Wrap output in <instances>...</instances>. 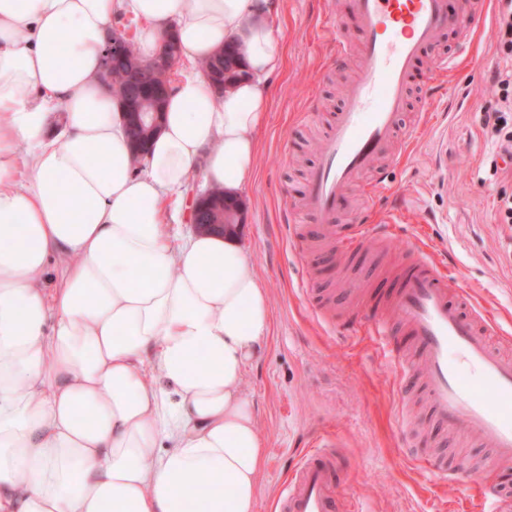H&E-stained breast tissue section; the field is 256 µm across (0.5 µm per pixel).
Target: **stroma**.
I'll return each mask as SVG.
<instances>
[{
    "label": "stroma",
    "mask_w": 512,
    "mask_h": 512,
    "mask_svg": "<svg viewBox=\"0 0 512 512\" xmlns=\"http://www.w3.org/2000/svg\"><path fill=\"white\" fill-rule=\"evenodd\" d=\"M330 10L357 41L352 0H281L272 23L285 62L270 78L256 173L241 195L248 220L238 240L272 313L244 384L265 441L257 512H275L284 481L323 435L346 459L339 493L356 512H477L495 477L491 449L434 428L419 385L402 383L377 342L343 321L368 313V297L416 245L512 335V224L496 218L501 197L512 196V173L496 172L481 121L497 101V24L477 34L447 86L433 89L436 107L405 113L409 146L389 167L386 189L371 202L348 189L338 211L342 224H377L392 213L398 223L358 251L328 257L308 251L316 218L298 199L356 68L324 35ZM455 461L469 470L465 483L439 482L435 464Z\"/></svg>",
    "instance_id": "obj_1"
}]
</instances>
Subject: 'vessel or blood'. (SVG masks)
<instances>
[{"mask_svg": "<svg viewBox=\"0 0 512 512\" xmlns=\"http://www.w3.org/2000/svg\"><path fill=\"white\" fill-rule=\"evenodd\" d=\"M353 4L361 34L359 70L304 193L307 207L319 219L315 242L327 254L378 232L360 224L353 235L341 237L336 211L345 189L365 171L374 173L371 190L385 188L387 173L375 163L400 131L425 51L443 35L455 39L425 75L433 81L468 55L473 36L490 16L488 0H468L463 12L448 0ZM390 310L405 336H397L388 322ZM365 331L386 348L400 377L419 378L437 428L477 438L492 448L499 464H512V357L490 344L497 328L468 308L463 292H451L446 276L423 251L406 252L391 289L368 315ZM341 472L335 439L320 438L280 491L278 512H341ZM481 497V512H512V499L496 484L484 485Z\"/></svg>", "mask_w": 512, "mask_h": 512, "instance_id": "1", "label": "vessel or blood"}]
</instances>
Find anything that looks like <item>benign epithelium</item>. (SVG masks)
<instances>
[{"label":"benign epithelium","instance_id":"obj_1","mask_svg":"<svg viewBox=\"0 0 512 512\" xmlns=\"http://www.w3.org/2000/svg\"><path fill=\"white\" fill-rule=\"evenodd\" d=\"M132 35L114 30L108 36L104 47V69L101 80L108 82L112 70L123 64L127 66L128 95L121 100L125 114L133 116L134 124L142 131L133 142L134 154L143 155V150L160 126V114L171 78L178 66L181 54L174 39L165 35L159 52L150 60L127 58L126 45ZM244 213L240 204L224 201V210L218 213L214 224H197L198 230H216L222 233L243 223Z\"/></svg>","mask_w":512,"mask_h":512}]
</instances>
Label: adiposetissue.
Returning <instances> with one entry per match:
<instances>
[{"mask_svg":"<svg viewBox=\"0 0 512 512\" xmlns=\"http://www.w3.org/2000/svg\"><path fill=\"white\" fill-rule=\"evenodd\" d=\"M278 8L0 0V512H256L264 443L243 381L268 291L234 233L179 227L196 169L229 197L254 174ZM119 11L143 55L171 28L189 61L230 43L245 70L221 94L184 73L139 161L99 81Z\"/></svg>","mask_w":512,"mask_h":512,"instance_id":"ef3b65f1","label":"adipose tissue"}]
</instances>
